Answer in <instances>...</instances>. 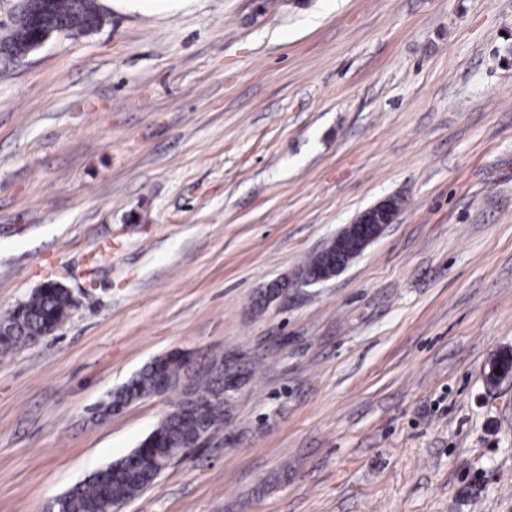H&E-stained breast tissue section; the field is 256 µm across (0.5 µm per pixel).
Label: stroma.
<instances>
[{"instance_id": "stroma-1", "label": "stroma", "mask_w": 512, "mask_h": 512, "mask_svg": "<svg viewBox=\"0 0 512 512\" xmlns=\"http://www.w3.org/2000/svg\"><path fill=\"white\" fill-rule=\"evenodd\" d=\"M95 2L0 61V313L77 301L0 357V512L136 448L179 390L95 408L176 350L241 383L121 512H512V0ZM397 213L398 208L394 207L391 200H384L365 210L355 219L353 224L346 225L336 235V240L329 241L318 254L315 253L311 255L303 263L301 271H307L310 275L320 273L326 268L328 261L335 259V257L336 269L322 271L321 274L314 276H304L300 279V285L309 286L322 283L341 273L346 268V264L343 256L336 252V241L341 247L346 238H353L361 254L371 243L381 236L389 224L394 222ZM358 250L354 244L350 245L348 264L355 258Z\"/></svg>"}]
</instances>
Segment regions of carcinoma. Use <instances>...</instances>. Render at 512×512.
I'll use <instances>...</instances> for the list:
<instances>
[{
	"label": "carcinoma",
	"instance_id": "obj_1",
	"mask_svg": "<svg viewBox=\"0 0 512 512\" xmlns=\"http://www.w3.org/2000/svg\"><path fill=\"white\" fill-rule=\"evenodd\" d=\"M42 6L45 8V24H60L69 32H87L98 28L102 21L94 0H44ZM35 34L33 17L22 9L12 21L8 45L14 52L22 54L29 49ZM335 257L336 241L333 240L319 253L311 255L303 263L302 270L311 275L319 273ZM71 308L72 299L66 289H39L30 299L0 316L5 322L0 327V355L50 335ZM188 364L189 359L176 352L153 359L127 383L113 390L99 410L110 414L115 407L155 395L162 374L170 382L169 389L177 388ZM205 378L206 387L202 392L206 397L193 402L191 411H185V405L198 386L195 380L189 381L173 408L137 448L59 497L60 512H103L112 502H125L149 487L168 468L169 463L182 453L189 437L224 422V359L214 360Z\"/></svg>",
	"mask_w": 512,
	"mask_h": 512
}]
</instances>
